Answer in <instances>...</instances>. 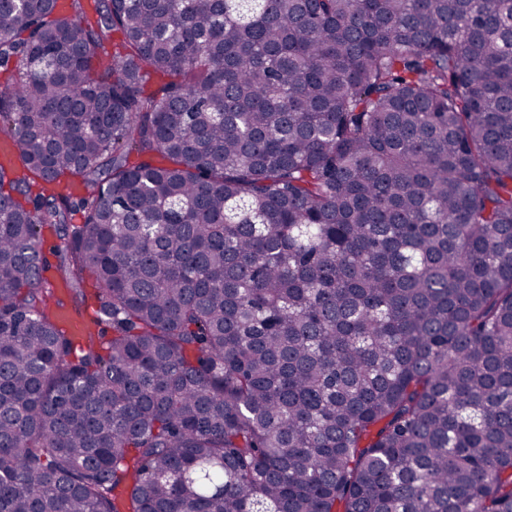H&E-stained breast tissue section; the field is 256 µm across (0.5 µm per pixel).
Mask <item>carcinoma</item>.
I'll return each mask as SVG.
<instances>
[{
    "label": "carcinoma",
    "mask_w": 512,
    "mask_h": 512,
    "mask_svg": "<svg viewBox=\"0 0 512 512\" xmlns=\"http://www.w3.org/2000/svg\"><path fill=\"white\" fill-rule=\"evenodd\" d=\"M58 2L0 0V512H512V0Z\"/></svg>",
    "instance_id": "cac0c4a2"
}]
</instances>
